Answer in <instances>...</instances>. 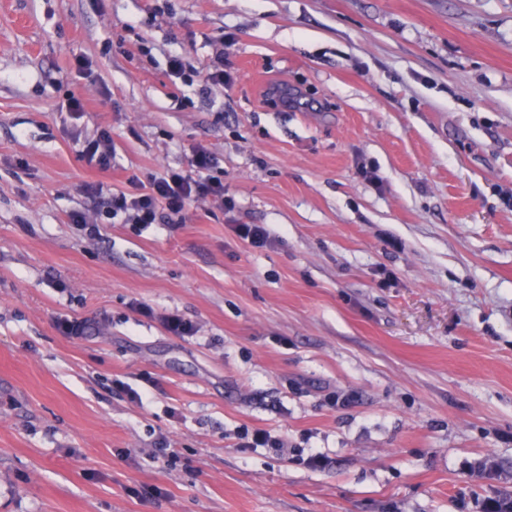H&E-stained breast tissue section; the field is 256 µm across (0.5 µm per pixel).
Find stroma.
I'll return each mask as SVG.
<instances>
[{
    "label": "stroma",
    "instance_id": "35a3bbf8",
    "mask_svg": "<svg viewBox=\"0 0 512 512\" xmlns=\"http://www.w3.org/2000/svg\"><path fill=\"white\" fill-rule=\"evenodd\" d=\"M197 145L230 210L72 223ZM511 197L512 0H0V512H484ZM79 156L89 166L105 170L112 160V138L106 130H101L91 139L81 144ZM231 229L238 238L253 247H262L269 239V231L262 224H235ZM239 440L236 444L240 448H273L281 454H287L288 448L280 440L272 439L271 435L264 430L255 429L249 432L248 429L237 434Z\"/></svg>",
    "mask_w": 512,
    "mask_h": 512
}]
</instances>
